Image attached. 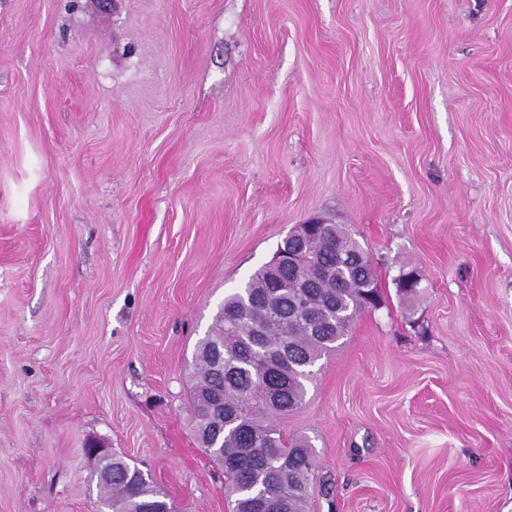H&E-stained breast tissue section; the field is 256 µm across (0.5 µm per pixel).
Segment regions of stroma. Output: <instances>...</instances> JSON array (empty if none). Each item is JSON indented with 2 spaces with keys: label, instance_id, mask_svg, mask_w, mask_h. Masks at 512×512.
<instances>
[{
  "label": "stroma",
  "instance_id": "obj_1",
  "mask_svg": "<svg viewBox=\"0 0 512 512\" xmlns=\"http://www.w3.org/2000/svg\"><path fill=\"white\" fill-rule=\"evenodd\" d=\"M312 219L381 304L307 512H512V0H0V512H101L90 440L228 512L188 367Z\"/></svg>",
  "mask_w": 512,
  "mask_h": 512
}]
</instances>
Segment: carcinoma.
Returning a JSON list of instances; mask_svg holds the SVG:
<instances>
[{"label":"carcinoma","instance_id":"carcinoma-1","mask_svg":"<svg viewBox=\"0 0 512 512\" xmlns=\"http://www.w3.org/2000/svg\"><path fill=\"white\" fill-rule=\"evenodd\" d=\"M278 251L292 260L262 266L224 298L192 360L193 434L224 473L231 512H306L316 454L276 420L302 408L318 361L380 299L370 258L340 225H320L305 245L291 233ZM305 277L314 279L311 305L285 320ZM102 467L112 469L103 482L108 512H171L165 492L137 465L111 454Z\"/></svg>","mask_w":512,"mask_h":512}]
</instances>
